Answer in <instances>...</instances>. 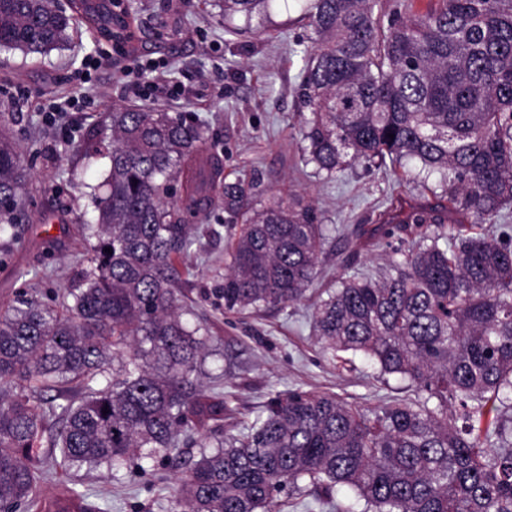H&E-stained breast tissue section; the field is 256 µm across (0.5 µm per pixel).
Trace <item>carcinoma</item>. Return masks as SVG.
<instances>
[{"mask_svg":"<svg viewBox=\"0 0 512 512\" xmlns=\"http://www.w3.org/2000/svg\"><path fill=\"white\" fill-rule=\"evenodd\" d=\"M123 0H0V48L47 54L74 21L94 33L131 26ZM224 30L237 16L268 32L269 0H215ZM315 39L299 95L306 163L332 178L357 164L419 161L445 186L434 203L391 198L370 229L383 246L405 234L381 279L353 273L313 304L323 351L359 354L416 389L376 407L332 394L278 391L237 435L202 445L178 477L180 512H279L307 492L335 512H512V236L470 234L512 203V0H435L424 13L387 0H306ZM110 167L84 225L93 268L66 313L37 299L0 312V512H109L52 472L117 474L166 461L181 435L232 408L201 380L208 337L177 313V261L192 217L222 188L224 223L241 225L224 258V311L250 314L306 299L329 239L315 210L263 199L261 180L208 170L202 125L161 107L110 114ZM181 197L167 201L172 182ZM26 173L0 135V232L18 227ZM458 230L442 246L444 227ZM112 249V253L105 249ZM81 395L57 404L70 383ZM108 413H103V409ZM499 417L484 422L490 412ZM61 428L45 437L48 422ZM346 487L355 501L335 498Z\"/></svg>","mask_w":512,"mask_h":512,"instance_id":"cac0c4a2","label":"carcinoma"}]
</instances>
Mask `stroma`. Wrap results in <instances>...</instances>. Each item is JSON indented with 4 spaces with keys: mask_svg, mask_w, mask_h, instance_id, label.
<instances>
[{
    "mask_svg": "<svg viewBox=\"0 0 512 512\" xmlns=\"http://www.w3.org/2000/svg\"><path fill=\"white\" fill-rule=\"evenodd\" d=\"M135 44L129 55L97 42L84 24L70 44L45 55L0 49V115L22 152L27 181L15 234H0V309L31 292L58 306L90 270L82 226L92 218L91 186L101 182L109 162L90 160L78 147L104 123L112 108L161 106L205 122L207 145L224 154L233 177L258 176L274 195H296L313 205L332 230L317 289L335 287L339 277L360 270L385 273L399 238L390 246L362 242L352 248L356 225L371 224L393 195L431 201L442 195L438 176L420 182L413 168L366 169L358 164L330 180L317 176L303 159L302 115L296 92L301 52L313 32L302 22L301 0H270L274 38L225 34L213 0H134ZM101 62L87 70L88 59ZM80 96L67 115L69 136L46 122L50 100ZM203 232L178 265L176 283L188 323H202L211 338L202 379L219 386L233 413L180 455L198 457L202 444L215 443L241 422L253 420L278 391L301 388L333 393L350 403L374 406L411 398L407 382L380 376L361 356L348 362L322 353L308 301L283 309L225 317L214 291L224 284V247L232 233L222 206L201 217ZM179 472L168 463L118 474L106 469L56 471L59 482L90 489L111 512H165L160 488L174 487Z\"/></svg>",
    "mask_w": 512,
    "mask_h": 512,
    "instance_id": "35a3bbf8",
    "label": "stroma"
}]
</instances>
